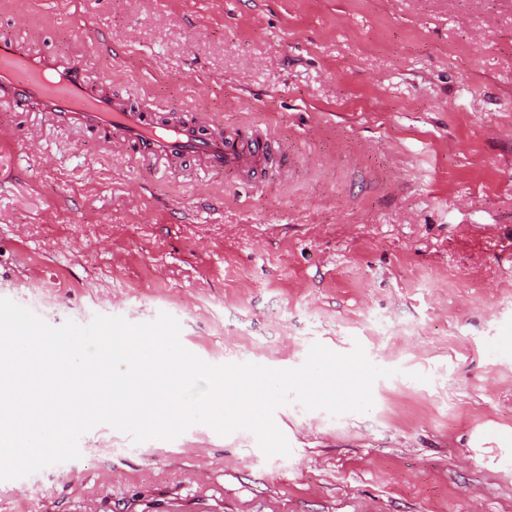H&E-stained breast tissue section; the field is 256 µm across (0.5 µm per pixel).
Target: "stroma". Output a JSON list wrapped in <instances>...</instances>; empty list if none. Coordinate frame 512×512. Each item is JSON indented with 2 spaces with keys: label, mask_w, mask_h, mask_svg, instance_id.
I'll use <instances>...</instances> for the list:
<instances>
[{
  "label": "stroma",
  "mask_w": 512,
  "mask_h": 512,
  "mask_svg": "<svg viewBox=\"0 0 512 512\" xmlns=\"http://www.w3.org/2000/svg\"><path fill=\"white\" fill-rule=\"evenodd\" d=\"M0 36L116 100L275 147L142 161L0 102V298L53 326L160 313L211 365L361 348L364 413L296 402L289 455L197 423L0 479V512H512V0H0Z\"/></svg>",
  "instance_id": "stroma-1"
}]
</instances>
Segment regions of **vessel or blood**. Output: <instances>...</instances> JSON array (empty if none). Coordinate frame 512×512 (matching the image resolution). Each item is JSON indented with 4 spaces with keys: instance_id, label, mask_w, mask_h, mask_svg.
<instances>
[{
    "instance_id": "1",
    "label": "vessel or blood",
    "mask_w": 512,
    "mask_h": 512,
    "mask_svg": "<svg viewBox=\"0 0 512 512\" xmlns=\"http://www.w3.org/2000/svg\"><path fill=\"white\" fill-rule=\"evenodd\" d=\"M84 61L58 63L25 44L0 41V99L24 107L38 103L47 111L105 129L111 139L137 148L142 158L170 161L206 158L213 171H249L267 156L274 141L254 124L248 137L199 132L179 122L155 121L139 104L116 105L87 80Z\"/></svg>"
}]
</instances>
